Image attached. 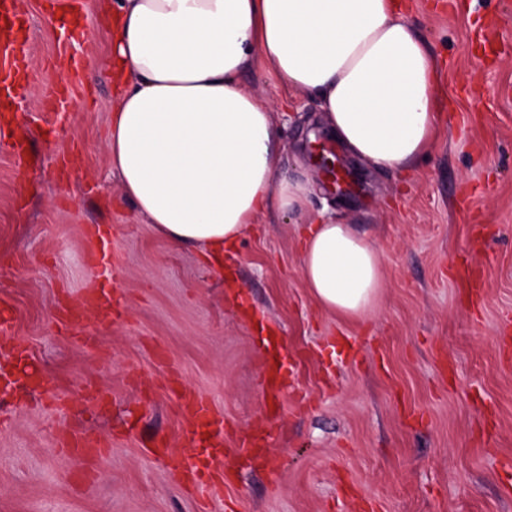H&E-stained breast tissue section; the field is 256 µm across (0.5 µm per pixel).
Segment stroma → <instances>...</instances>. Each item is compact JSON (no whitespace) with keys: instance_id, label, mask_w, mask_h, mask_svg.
I'll return each mask as SVG.
<instances>
[{"instance_id":"35a3bbf8","label":"stroma","mask_w":512,"mask_h":512,"mask_svg":"<svg viewBox=\"0 0 512 512\" xmlns=\"http://www.w3.org/2000/svg\"><path fill=\"white\" fill-rule=\"evenodd\" d=\"M102 2L14 4L30 85L0 123V372L19 344L49 384L18 385L0 406V512H512V361L499 337L512 320V0H403L437 64L444 134L413 174L351 158L350 189L329 179L313 201L383 255L381 304L351 322L305 288L298 217H260L219 272L123 198ZM291 104L274 114L287 162L320 175V109L298 93ZM12 129L35 157L22 170ZM113 243L106 280L91 257ZM466 263L482 274L479 297L456 273ZM113 289L120 318L57 320L68 296ZM271 351L301 390L274 418L261 389ZM174 375L225 433L261 428L272 442L261 466L225 447L231 481L204 504L140 444L180 442ZM74 433L109 449L92 463L61 457Z\"/></svg>"}]
</instances>
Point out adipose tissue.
<instances>
[{
  "mask_svg": "<svg viewBox=\"0 0 512 512\" xmlns=\"http://www.w3.org/2000/svg\"><path fill=\"white\" fill-rule=\"evenodd\" d=\"M400 0H117L108 79L110 164L157 236L223 267L262 212L304 217L301 272L323 311L356 321L384 288L383 256L355 225L310 214L318 181L285 170L275 103L253 66L312 96L331 136L376 169L409 173L438 143L436 70ZM242 81L245 89L264 99L276 100L286 93L283 88L276 85L272 77L267 76L262 70H252L246 73Z\"/></svg>",
  "mask_w": 512,
  "mask_h": 512,
  "instance_id": "1",
  "label": "adipose tissue"
}]
</instances>
